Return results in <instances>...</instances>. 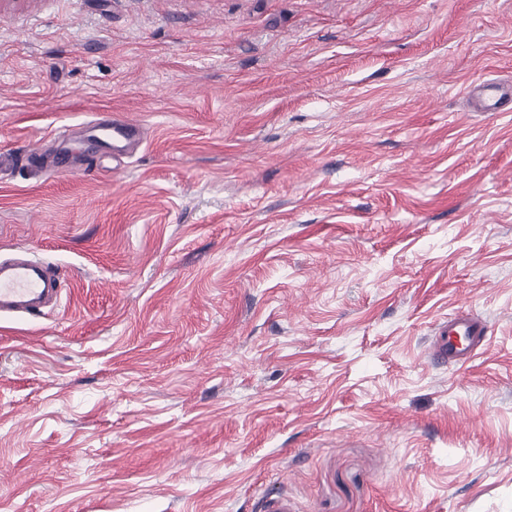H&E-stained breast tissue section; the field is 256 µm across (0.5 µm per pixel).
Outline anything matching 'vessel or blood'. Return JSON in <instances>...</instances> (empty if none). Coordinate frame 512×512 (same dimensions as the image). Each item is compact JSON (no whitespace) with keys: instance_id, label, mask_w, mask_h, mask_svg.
Masks as SVG:
<instances>
[{"instance_id":"obj_1","label":"vessel or blood","mask_w":512,"mask_h":512,"mask_svg":"<svg viewBox=\"0 0 512 512\" xmlns=\"http://www.w3.org/2000/svg\"><path fill=\"white\" fill-rule=\"evenodd\" d=\"M465 96L478 112H512V85L495 80L469 84ZM86 140L119 161L139 138L137 124L115 119H95L84 127ZM59 279L47 264L28 257L0 261V316L38 314V300L59 297ZM488 340L486 323L468 314L450 317L431 356L435 361L461 366L472 360Z\"/></svg>"}]
</instances>
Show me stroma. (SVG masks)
<instances>
[{
    "mask_svg": "<svg viewBox=\"0 0 512 512\" xmlns=\"http://www.w3.org/2000/svg\"><path fill=\"white\" fill-rule=\"evenodd\" d=\"M512 0H0V512H512ZM142 124L61 178L28 147ZM466 311L462 367L430 344ZM465 97L474 103L472 112H512V84L505 86L496 80L471 83ZM84 133L95 149L112 155V161L121 162L131 144L139 139L140 129L137 124L125 120L95 119L84 126ZM60 296L59 279L47 264L33 258L14 257L0 261V316L36 315L41 308L35 303ZM488 340L486 323L468 314L448 318V326L440 333L431 356L435 361L462 366L477 355V350Z\"/></svg>",
    "mask_w": 512,
    "mask_h": 512,
    "instance_id": "35a3bbf8",
    "label": "stroma"
}]
</instances>
